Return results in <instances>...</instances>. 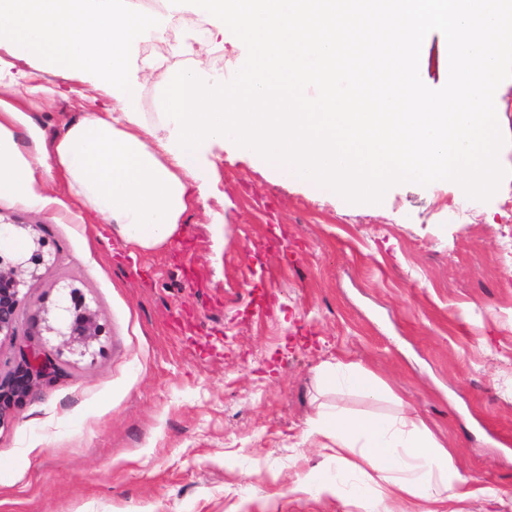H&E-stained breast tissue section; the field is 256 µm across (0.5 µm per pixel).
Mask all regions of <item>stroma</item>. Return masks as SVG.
<instances>
[{
  "label": "stroma",
  "instance_id": "1",
  "mask_svg": "<svg viewBox=\"0 0 512 512\" xmlns=\"http://www.w3.org/2000/svg\"><path fill=\"white\" fill-rule=\"evenodd\" d=\"M248 50L225 37L173 69L231 78ZM492 119L505 179L490 196L448 178L396 183L386 205L335 198L258 169L233 144L209 156L204 201L166 245L134 251L95 218L0 203L36 224L52 272L27 306L55 308L57 280L91 299L103 328L65 375L0 408V512H361L309 435L318 403L350 414L410 403L477 486L512 490V51ZM46 135L111 98L44 72ZM388 392L319 394L333 359ZM337 476V495L296 490ZM296 490L315 493H339V485L327 475L315 471H307L298 474Z\"/></svg>",
  "mask_w": 512,
  "mask_h": 512
}]
</instances>
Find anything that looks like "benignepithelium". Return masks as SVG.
Returning a JSON list of instances; mask_svg holds the SVG:
<instances>
[{
    "instance_id": "benign-epithelium-1",
    "label": "benign epithelium",
    "mask_w": 512,
    "mask_h": 512,
    "mask_svg": "<svg viewBox=\"0 0 512 512\" xmlns=\"http://www.w3.org/2000/svg\"><path fill=\"white\" fill-rule=\"evenodd\" d=\"M24 236L26 250L6 256L0 252V337L18 335L21 323L22 304L26 290L41 281L54 266L55 257L44 251V242L38 234L36 224H11L0 220V239ZM63 292L58 308L66 313L65 319L51 318L47 307L35 309L32 331L27 333L28 344L19 348L20 362L13 366L0 361V401L21 398L37 380L51 379L62 372L56 360L63 353L84 356L101 336L98 313L79 290L70 284L59 287ZM47 333L60 337L57 356H52L41 348L36 337Z\"/></svg>"
}]
</instances>
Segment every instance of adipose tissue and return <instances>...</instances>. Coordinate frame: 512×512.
I'll list each match as a JSON object with an SVG mask.
<instances>
[{
    "label": "adipose tissue",
    "instance_id": "adipose-tissue-1",
    "mask_svg": "<svg viewBox=\"0 0 512 512\" xmlns=\"http://www.w3.org/2000/svg\"><path fill=\"white\" fill-rule=\"evenodd\" d=\"M327 0H167L212 36L235 33L250 56L233 80L168 71L155 124L135 106L161 67L131 54L156 17L136 0H0V202L62 217L94 215L127 244L151 250L170 242L196 195L212 179L208 150L231 141L271 174L351 203L381 208L395 180L449 177L464 191L489 194L500 182L490 117L498 106L501 53L512 46L507 0H371L380 21L349 15L354 52L367 60L385 46L389 77L370 95L351 66L329 67L336 45ZM445 41L441 82L431 96L415 82L416 51L430 33ZM91 79L111 96L109 112H86L46 137L30 115L53 94L34 59ZM321 389L342 385L367 397L378 383L358 363L323 365ZM312 433L327 439L340 465L378 489L351 493L363 512H391L414 500L419 512H451L473 481L408 403L392 415L352 416L319 404Z\"/></svg>",
    "mask_w": 512,
    "mask_h": 512
}]
</instances>
